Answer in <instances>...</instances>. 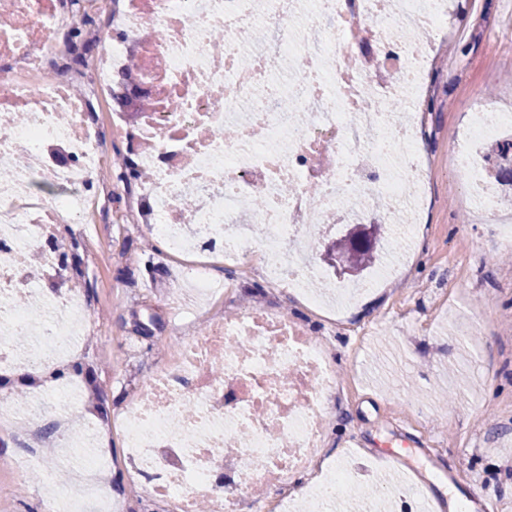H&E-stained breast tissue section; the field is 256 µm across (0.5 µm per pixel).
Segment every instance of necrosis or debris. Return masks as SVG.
<instances>
[{
    "label": "necrosis or debris",
    "instance_id": "obj_1",
    "mask_svg": "<svg viewBox=\"0 0 512 512\" xmlns=\"http://www.w3.org/2000/svg\"><path fill=\"white\" fill-rule=\"evenodd\" d=\"M447 0H0V335H36L0 372L70 361L87 307L79 289L32 327L13 299L52 224L104 207L144 224L171 255L206 246L246 277L302 294L322 270L307 237L337 218L392 224L426 203L419 155L431 75L446 54ZM107 110V125L88 118ZM512 128L484 104L455 163L471 198L497 195L471 148ZM132 169L122 186L93 182L113 144ZM188 311L167 365L133 388L118 422L153 498L169 512H250L273 484L288 512L297 474L316 473L310 512L357 493L349 470L323 475L330 408L343 390L310 323L274 302L224 301L195 329ZM79 383L29 414L60 429L99 425L78 410ZM223 468L234 490L212 484Z\"/></svg>",
    "mask_w": 512,
    "mask_h": 512
}]
</instances>
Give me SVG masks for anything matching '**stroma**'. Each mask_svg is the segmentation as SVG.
Segmentation results:
<instances>
[{
  "label": "stroma",
  "mask_w": 512,
  "mask_h": 512,
  "mask_svg": "<svg viewBox=\"0 0 512 512\" xmlns=\"http://www.w3.org/2000/svg\"><path fill=\"white\" fill-rule=\"evenodd\" d=\"M449 23L458 34L434 75L422 142L431 162L430 205L417 248L404 274L362 297L344 326L333 331L323 317L312 318L345 384L321 454L345 463L363 487L340 497L336 512L383 506L406 473L377 462L388 450L404 451L407 471L445 500L446 512H470L462 475L512 504V288L500 285L501 272L512 271V253L491 240L494 223L512 225V209L499 208L492 221L469 206L468 176L450 161L479 101L512 111V58L489 47L490 38L512 34V0H452ZM120 206L116 200L85 223L59 225V239L77 241L81 268L45 267L35 282L39 315L64 282L89 299L86 346L72 358L93 371L80 408L105 424L125 404L128 367L148 375L175 351L178 306L205 303L148 246L146 226L113 223L111 211ZM471 250L481 263L457 269L454 257ZM26 452L16 428L0 429V512H42L49 498H69L76 491L71 469L90 452L112 462L113 512H162L129 484L120 435L103 433L85 452L71 447V468L15 478L7 464Z\"/></svg>",
  "instance_id": "stroma-1"
}]
</instances>
